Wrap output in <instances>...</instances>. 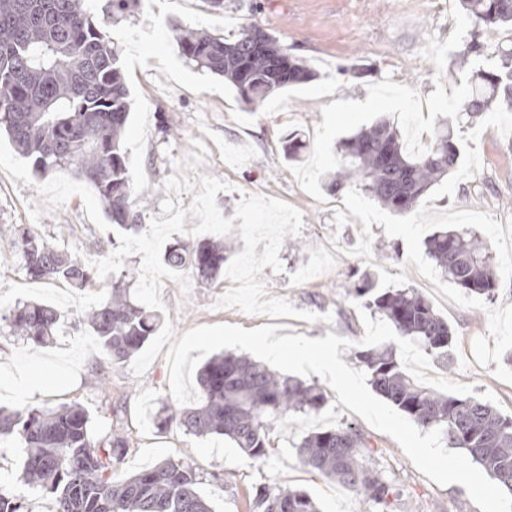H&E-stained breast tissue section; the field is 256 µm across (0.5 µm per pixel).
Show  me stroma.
Returning <instances> with one entry per match:
<instances>
[{"label":"stroma","mask_w":512,"mask_h":512,"mask_svg":"<svg viewBox=\"0 0 512 512\" xmlns=\"http://www.w3.org/2000/svg\"><path fill=\"white\" fill-rule=\"evenodd\" d=\"M249 24L275 36L289 55L316 72V79L249 105L178 49L181 30L230 39ZM472 29L458 0H224L220 12L206 0H143L137 13L111 28L133 100L125 146L132 183L146 192L142 226L161 216L164 183L173 175L194 182L209 175L232 184V191L216 197L229 215L242 195L261 194L289 203L303 218L301 232L284 239L283 273L267 267L261 277L268 296L318 314V321L218 307L232 281L206 284L193 276L188 289L172 280L162 288L177 333L214 324L253 329L271 323L282 326L284 334L312 339L331 332L354 343V350L340 354L351 367L355 350L391 345L405 370L431 389L478 397L512 413V366L504 361L512 351V112L494 110L462 125L459 167L415 212L395 215L356 188L338 193L327 188L338 143L362 127L387 117L405 140L426 143L439 120L455 117L473 71L498 61L496 44L488 39L482 57L464 58ZM292 133L303 143L295 161L284 151ZM232 135L244 136L249 165L225 168L224 140ZM17 224L85 262L102 258L96 242L112 231L90 185L65 170L37 174L8 140L0 141V372L18 376L32 369L43 380L38 391L22 399L0 388V405L78 403L99 433L111 423L101 408L104 398H111L131 435L119 475L169 458L189 461L215 512H252L259 485L306 491L322 512H377L374 503L303 467L294 449L315 429L353 424L371 443V466L403 490L394 512H481L462 485L429 479L393 438L339 403L333 388L315 374L306 381L322 385L324 408L319 415L297 414L275 426L269 458L250 459L220 437L190 435L175 425L157 428L154 416L173 402L164 356L139 378L129 365L113 366L109 390L101 392L90 369L105 356L83 314L107 298L110 278L98 279L88 291L62 280H31L3 249L7 230ZM448 224L488 243L499 280L493 299L464 293L428 256L425 239ZM355 270L375 274L384 288L418 290L448 320L454 343L447 365L396 336L352 297ZM31 300L46 301L61 314L53 343L43 347L17 339L4 319L17 303ZM325 314L330 322H322ZM21 459L17 444L0 448V490L23 497L27 512H54L51 495L23 484Z\"/></svg>","instance_id":"obj_1"}]
</instances>
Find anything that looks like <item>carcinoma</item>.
Wrapping results in <instances>:
<instances>
[{"label": "carcinoma", "mask_w": 512, "mask_h": 512, "mask_svg": "<svg viewBox=\"0 0 512 512\" xmlns=\"http://www.w3.org/2000/svg\"><path fill=\"white\" fill-rule=\"evenodd\" d=\"M91 0H0V132L35 172L69 167L90 183L105 205L112 236L137 232L142 193L130 182L123 135L130 118L123 65L108 31L141 0H107L93 11ZM474 32L467 54L483 53L480 30L512 28V0H460ZM181 54L198 67L224 77L244 102L259 104L272 92L305 84L314 72L291 57L269 33L243 26L233 39L187 31ZM512 109V44L500 47V64L478 69L459 115L474 118L490 109ZM336 191L358 186L384 208L401 215L416 210L426 194L460 163L456 126L441 120L422 153L408 151L393 122L382 118L343 140ZM10 252L34 280H63L85 290L95 272L76 254L17 224L8 235ZM429 255L468 294L490 299L498 281L486 244L469 232L441 229L426 241ZM229 237L178 241L162 256L173 272L191 270L211 283L233 254ZM133 275L112 276L109 297L85 312L109 364L130 361L161 329L160 316L131 296ZM353 297L386 319L397 333L426 354L446 362L453 333L448 320L411 288H380L371 274L358 276ZM13 335L36 345L55 336L58 314L46 304L26 302L0 317ZM372 389L424 428L439 429L450 447L461 449L512 494V416L472 396L440 394L410 376L391 347L354 355ZM198 403L168 406L158 427L177 424L196 436H224L247 456H269L272 425L303 413H319L323 390L282 376L266 365L232 353L211 358L199 370ZM92 419L80 404L0 411V444L24 448L22 480L52 495L55 512H213L199 491V475L186 460H164L123 479L115 478L130 436L117 425L92 434ZM299 462L391 512L398 487L368 464L364 434L350 424L320 429L295 445ZM253 512H319L302 490L255 488ZM0 512H25L22 500L0 490Z\"/></svg>", "instance_id": "carcinoma-1"}]
</instances>
